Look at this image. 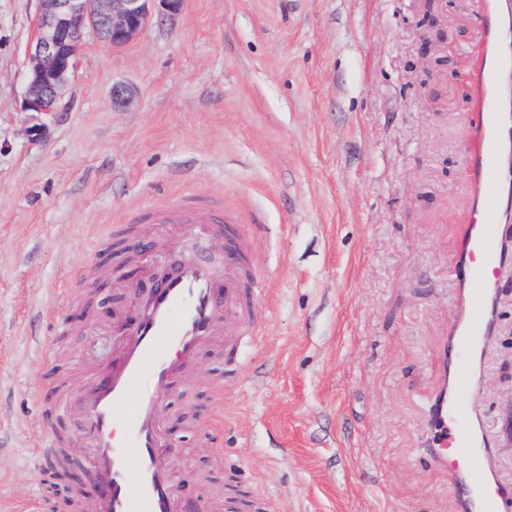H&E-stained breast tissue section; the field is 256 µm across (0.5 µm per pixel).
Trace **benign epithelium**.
<instances>
[{"instance_id": "7a95c632", "label": "benign epithelium", "mask_w": 512, "mask_h": 512, "mask_svg": "<svg viewBox=\"0 0 512 512\" xmlns=\"http://www.w3.org/2000/svg\"><path fill=\"white\" fill-rule=\"evenodd\" d=\"M36 35L26 55L24 110L54 115L80 47L94 33L110 47L137 38L154 20H175L182 0H38Z\"/></svg>"}]
</instances>
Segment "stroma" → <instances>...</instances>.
<instances>
[{"label": "stroma", "mask_w": 512, "mask_h": 512, "mask_svg": "<svg viewBox=\"0 0 512 512\" xmlns=\"http://www.w3.org/2000/svg\"><path fill=\"white\" fill-rule=\"evenodd\" d=\"M474 3L437 0L448 41L426 54L425 0H183L124 47L88 35L37 138L23 98L38 3L0 0V512H62L32 455L53 442L37 409L125 339L111 315L76 321L87 299L129 306L130 285L173 259L223 270L187 224L136 225L156 245L126 263L123 214L169 194L239 211L260 267L259 334L231 363L204 349L163 399L164 417L199 414L174 467L208 512L229 496L262 512H455L422 442L458 312L470 102L451 71L474 50L458 21ZM498 233L509 253L475 404L511 498L512 221Z\"/></svg>", "instance_id": "stroma-1"}]
</instances>
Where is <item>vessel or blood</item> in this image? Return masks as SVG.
<instances>
[{
    "mask_svg": "<svg viewBox=\"0 0 512 512\" xmlns=\"http://www.w3.org/2000/svg\"><path fill=\"white\" fill-rule=\"evenodd\" d=\"M480 64L470 71V121L462 142L471 201L456 257L461 311L442 348V378L430 401L425 447L431 463L449 470L456 512H504L489 464V443L471 403L478 390L484 342L493 327L500 224L512 219V195L502 188L512 159V49L500 46L512 13L501 0H475ZM129 224H206L224 238V270L206 260L183 263L151 301L118 365L90 373L76 432L91 442L93 479L84 500L90 512H185L168 462L171 440L160 399L210 344L235 351L257 327L256 283L246 265V241L229 232L237 211L205 198L170 195L131 211Z\"/></svg>",
    "mask_w": 512,
    "mask_h": 512,
    "instance_id": "1",
    "label": "vessel or blood"
}]
</instances>
